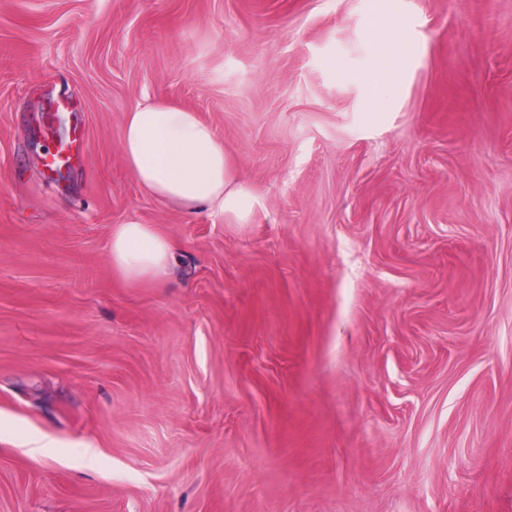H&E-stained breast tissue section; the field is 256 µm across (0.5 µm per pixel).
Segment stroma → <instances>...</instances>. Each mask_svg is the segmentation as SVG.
Listing matches in <instances>:
<instances>
[{"label": "stroma", "instance_id": "35a3bbf8", "mask_svg": "<svg viewBox=\"0 0 512 512\" xmlns=\"http://www.w3.org/2000/svg\"><path fill=\"white\" fill-rule=\"evenodd\" d=\"M153 101L249 223L141 190ZM0 512H512V0H0ZM112 268L132 282L161 283L177 262L175 246L152 224H117L110 243Z\"/></svg>", "mask_w": 512, "mask_h": 512}]
</instances>
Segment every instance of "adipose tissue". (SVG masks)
<instances>
[{
  "label": "adipose tissue",
  "instance_id": "obj_1",
  "mask_svg": "<svg viewBox=\"0 0 512 512\" xmlns=\"http://www.w3.org/2000/svg\"><path fill=\"white\" fill-rule=\"evenodd\" d=\"M127 165L153 198L190 211L207 208L247 223L257 197L230 169L212 127L197 113L155 101L128 112L122 128ZM112 267L126 280L163 282L177 261L175 246L153 225H115Z\"/></svg>",
  "mask_w": 512,
  "mask_h": 512
}]
</instances>
